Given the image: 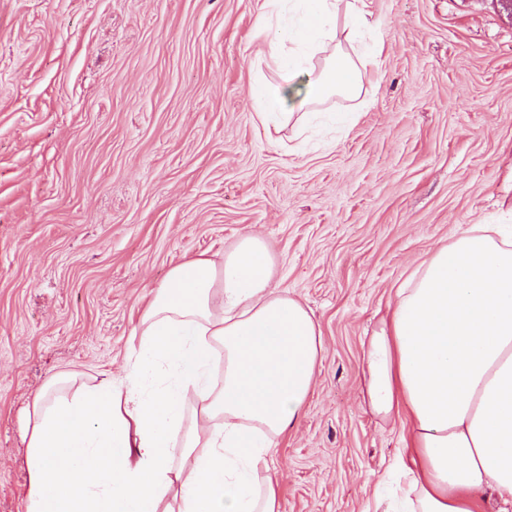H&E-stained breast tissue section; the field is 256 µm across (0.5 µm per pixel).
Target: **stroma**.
Here are the masks:
<instances>
[{
    "instance_id": "obj_1",
    "label": "stroma",
    "mask_w": 512,
    "mask_h": 512,
    "mask_svg": "<svg viewBox=\"0 0 512 512\" xmlns=\"http://www.w3.org/2000/svg\"><path fill=\"white\" fill-rule=\"evenodd\" d=\"M380 73L347 129L262 125L263 0H0V512H24L23 432L53 377L120 374L170 269L246 234L324 341L269 463L280 512H374L400 422L366 399L396 288L475 224L512 225V11L369 0Z\"/></svg>"
}]
</instances>
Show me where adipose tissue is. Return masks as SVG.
Listing matches in <instances>:
<instances>
[{
	"mask_svg": "<svg viewBox=\"0 0 512 512\" xmlns=\"http://www.w3.org/2000/svg\"><path fill=\"white\" fill-rule=\"evenodd\" d=\"M256 82L262 125L303 136V108L358 97L382 47L363 41L365 0H265ZM290 21H283V13ZM357 57L315 55L335 29ZM299 86L289 104L283 86ZM262 239L244 235L222 262L189 259L140 311L123 374L38 393L26 412L25 512H280L268 462L301 419L322 332L273 288ZM364 378L373 410L403 426L398 491L411 512H512V240L474 225L437 248L398 289L372 336Z\"/></svg>",
	"mask_w": 512,
	"mask_h": 512,
	"instance_id": "adipose-tissue-1",
	"label": "adipose tissue"
}]
</instances>
